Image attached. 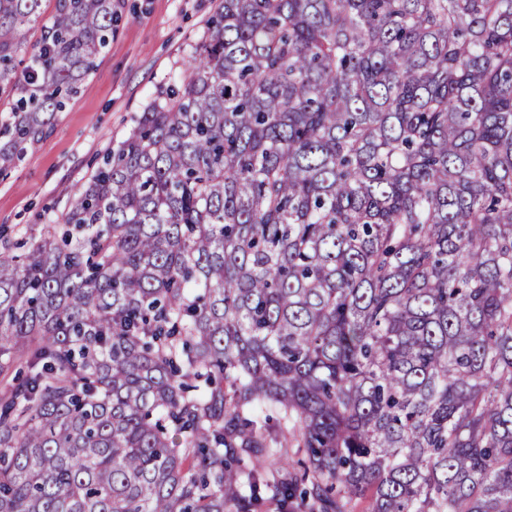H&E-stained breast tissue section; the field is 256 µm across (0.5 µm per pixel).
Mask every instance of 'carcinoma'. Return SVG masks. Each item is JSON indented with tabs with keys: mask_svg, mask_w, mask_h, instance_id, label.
Listing matches in <instances>:
<instances>
[{
	"mask_svg": "<svg viewBox=\"0 0 512 512\" xmlns=\"http://www.w3.org/2000/svg\"><path fill=\"white\" fill-rule=\"evenodd\" d=\"M116 12L0 0V173ZM178 83L0 255V512H512V0H220Z\"/></svg>",
	"mask_w": 512,
	"mask_h": 512,
	"instance_id": "cac0c4a2",
	"label": "carcinoma"
}]
</instances>
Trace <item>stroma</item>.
I'll list each match as a JSON object with an SVG mask.
<instances>
[{
  "instance_id": "stroma-1",
  "label": "stroma",
  "mask_w": 512,
  "mask_h": 512,
  "mask_svg": "<svg viewBox=\"0 0 512 512\" xmlns=\"http://www.w3.org/2000/svg\"><path fill=\"white\" fill-rule=\"evenodd\" d=\"M217 0H119L107 53L52 130L0 176V240L39 237L143 109L187 67Z\"/></svg>"
}]
</instances>
